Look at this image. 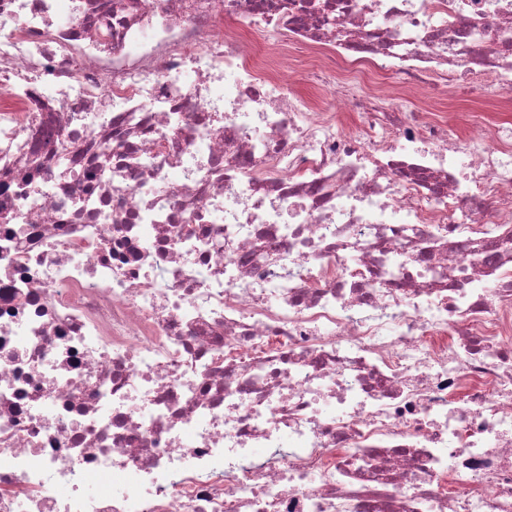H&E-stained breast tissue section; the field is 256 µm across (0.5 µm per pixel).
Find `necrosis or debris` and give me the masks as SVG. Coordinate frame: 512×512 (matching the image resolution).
<instances>
[{
  "mask_svg": "<svg viewBox=\"0 0 512 512\" xmlns=\"http://www.w3.org/2000/svg\"><path fill=\"white\" fill-rule=\"evenodd\" d=\"M496 84L512 0H0V512H512ZM441 112L452 113L450 124L453 130L460 132L480 120V115L488 111H485L482 107L472 105H456L448 109L447 105L442 107Z\"/></svg>",
  "mask_w": 512,
  "mask_h": 512,
  "instance_id": "4bbe7bcc",
  "label": "necrosis or debris"
}]
</instances>
